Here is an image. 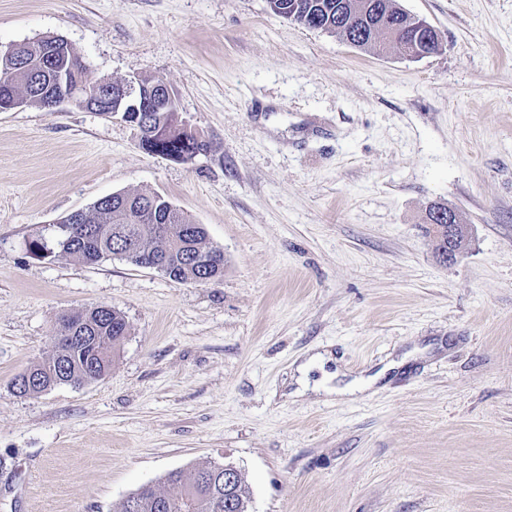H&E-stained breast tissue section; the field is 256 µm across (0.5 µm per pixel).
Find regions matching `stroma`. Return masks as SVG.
Here are the masks:
<instances>
[{
	"label": "stroma",
	"mask_w": 512,
	"mask_h": 512,
	"mask_svg": "<svg viewBox=\"0 0 512 512\" xmlns=\"http://www.w3.org/2000/svg\"><path fill=\"white\" fill-rule=\"evenodd\" d=\"M442 36L418 60L275 15L267 0H0V46L67 40L90 80L162 77L207 140L144 152L117 118L0 112V512H119L204 462L250 512H512V0H397ZM156 192L224 252L215 284L31 240L114 193ZM466 224L436 260L426 208ZM105 304L110 370L36 397L62 315ZM311 383L399 370L355 396Z\"/></svg>",
	"instance_id": "stroma-1"
}]
</instances>
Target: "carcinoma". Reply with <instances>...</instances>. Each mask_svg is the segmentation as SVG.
Returning <instances> with one entry per match:
<instances>
[{
  "label": "carcinoma",
  "instance_id": "cac0c4a2",
  "mask_svg": "<svg viewBox=\"0 0 512 512\" xmlns=\"http://www.w3.org/2000/svg\"><path fill=\"white\" fill-rule=\"evenodd\" d=\"M377 3L391 21L410 25L408 14L398 7L396 0H377ZM268 4L275 15L308 29L317 28L340 36L347 33L364 50L383 48V41L373 38L370 29L348 24L349 15L361 7L357 0H268ZM34 45L31 41L18 53V60L14 61L17 76L12 79V86L7 88L0 81L1 102L10 99L11 93L26 88L32 106H37L45 86L33 79L25 82L28 74L42 69ZM153 131L157 132L155 137L142 134L139 138V147L146 153L176 163H187L194 158L193 137L172 126L169 114L155 113ZM190 224L192 220L185 212L157 193H133L128 199L117 194L97 200L68 225V230L57 227L50 237L32 240L29 250L43 259L66 254L87 263L118 254L137 266L163 262L164 274L177 283L206 284L221 280L224 259L204 262L217 247L201 225L196 226L191 237H183L181 228ZM56 332L73 336L75 341L61 343L49 358L32 365L41 380L15 388L16 394L34 397L58 384L84 385L87 365L91 362L96 365L97 375L103 376L112 365L114 347L128 336L129 325L112 307L94 305L62 317ZM199 477L205 479L204 489L194 500L185 502L180 489ZM165 480L179 492L171 495L152 485L142 486L125 500L121 512H235L224 503L222 463H204L189 479L181 472H170Z\"/></svg>",
  "mask_w": 512,
  "mask_h": 512
}]
</instances>
